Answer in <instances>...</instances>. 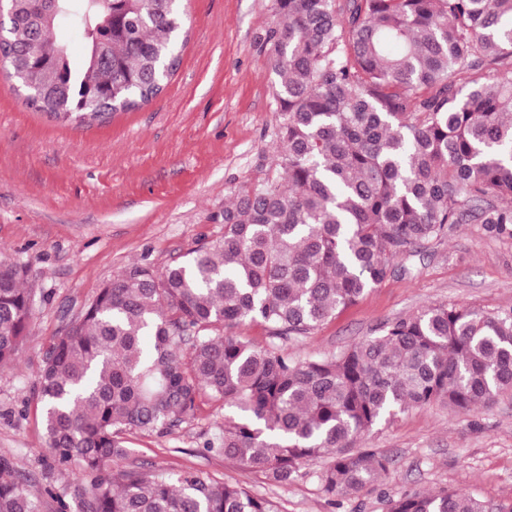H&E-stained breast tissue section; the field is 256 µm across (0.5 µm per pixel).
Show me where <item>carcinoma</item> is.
Instances as JSON below:
<instances>
[{
	"mask_svg": "<svg viewBox=\"0 0 512 512\" xmlns=\"http://www.w3.org/2000/svg\"><path fill=\"white\" fill-rule=\"evenodd\" d=\"M181 0H0V60L28 105L92 125L155 100L187 43ZM281 120L265 177L234 192L223 233L157 269L133 263L46 351L38 371L49 467L76 462L80 512H274L197 471L126 469L121 434L166 435L207 397L224 418L204 449L284 486L347 498L392 462L358 440L412 408L466 412L512 391V306L435 304L318 358L288 355L456 224L512 237V0H275ZM84 37L71 63L55 39ZM28 268L0 254V368L31 335ZM264 328L256 344L232 332ZM151 337L148 347L143 339ZM388 512H512L444 489ZM0 512L40 501L0 457Z\"/></svg>",
	"mask_w": 512,
	"mask_h": 512,
	"instance_id": "1",
	"label": "carcinoma"
}]
</instances>
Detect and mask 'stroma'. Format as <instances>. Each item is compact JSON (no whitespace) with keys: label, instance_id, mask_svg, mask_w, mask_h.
Masks as SVG:
<instances>
[{"label":"stroma","instance_id":"35a3bbf8","mask_svg":"<svg viewBox=\"0 0 512 512\" xmlns=\"http://www.w3.org/2000/svg\"><path fill=\"white\" fill-rule=\"evenodd\" d=\"M186 10L190 37L168 87L107 123H60L31 109L0 74V251L29 265L34 313L32 336L0 371V455L41 512H57V496L79 474L48 473L42 461L34 385L46 349L114 274L135 262L163 268L220 235L225 202L271 164L280 112L258 37L276 19L275 0H188ZM436 303L512 306V239L454 226L412 276L387 279L289 351L337 352ZM223 416V404L207 400L165 436L126 432L128 462L243 485L277 512H386L387 498L441 489L512 503V391L468 412L434 404L399 415L364 442L393 459V476L336 502L322 489L320 464L276 486L203 452Z\"/></svg>","mask_w":512,"mask_h":512}]
</instances>
